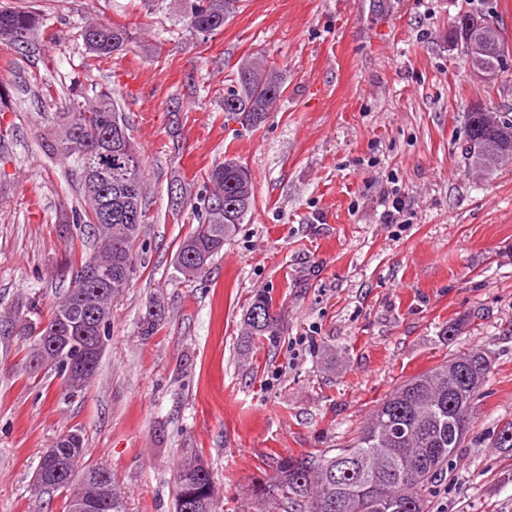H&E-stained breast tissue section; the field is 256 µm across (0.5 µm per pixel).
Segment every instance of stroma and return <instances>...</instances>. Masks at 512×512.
<instances>
[{"mask_svg":"<svg viewBox=\"0 0 512 512\" xmlns=\"http://www.w3.org/2000/svg\"><path fill=\"white\" fill-rule=\"evenodd\" d=\"M31 6L43 33L0 41V307L36 298L48 319L85 252L73 225L77 180L54 155L46 117L70 88L109 85L146 159L142 269L112 304L98 374L70 396L50 367L25 372L24 341L0 323V512H64L33 483L40 456L72 427L103 465L124 512H175L182 461L208 464L220 512H245L266 455L339 448L411 377L471 350L493 359L466 445L448 461L430 512H512V163L466 171L465 114L512 108V70L476 77L452 44L459 14L512 0H238L217 34H186L183 0H0ZM127 24L136 41L100 68L77 31ZM278 68L284 92L255 128L221 97L242 60ZM52 86L46 100L40 83ZM252 175L255 204L204 273L175 269L197 214L169 211L173 180L191 198L225 156ZM401 200L396 222L385 212ZM270 293L280 332L248 342L250 297ZM160 303L150 337L140 321Z\"/></svg>","mask_w":512,"mask_h":512,"instance_id":"35a3bbf8","label":"stroma"}]
</instances>
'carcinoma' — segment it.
Returning <instances> with one entry per match:
<instances>
[{
  "label": "carcinoma",
  "instance_id": "carcinoma-1",
  "mask_svg": "<svg viewBox=\"0 0 512 512\" xmlns=\"http://www.w3.org/2000/svg\"><path fill=\"white\" fill-rule=\"evenodd\" d=\"M237 0H187L183 15L186 32L194 36L214 34L224 28V12H233ZM39 15L24 8L0 9V40L28 48L40 31ZM87 60L103 62L132 43L130 29L105 21H91L79 33ZM486 53L466 57L473 69L494 62L505 70L512 57V42L498 20L486 30ZM254 78L244 81L236 70L224 92V112L241 124L261 125L282 94V80L274 68L261 66ZM119 111L117 92L92 88L68 95L61 112L49 124L52 149L70 159L78 175L82 201L71 211L72 224L93 241L91 257L112 264L113 269L131 265L127 277H112V288L99 297L112 309V301L129 288L139 273L138 242L149 211L144 183V159L130 125L123 127L121 152L107 153L112 115ZM466 142L462 155L471 171L488 173L512 161V113L477 109L466 115ZM103 174L101 187L128 184L140 200L139 229L101 219L98 198L84 178L87 165ZM206 195L200 199L198 225L179 244L175 269L183 278L197 277L208 262L221 253L224 241L243 223L254 202V187L247 167L226 158L208 173ZM84 289L73 285L52 307L49 321L67 318V305H80ZM18 335L32 341L25 356L35 357L41 326L22 316ZM250 336H274L279 316L272 297L256 293L244 315ZM490 356L472 351L434 370L419 374L385 398L356 436L344 447L301 456L271 455L264 477L250 487L254 512H428L429 498L448 469V460L466 444L475 402L482 395L490 373ZM84 438L62 465L87 475L85 492L99 493L107 485L112 493V512H124L121 491L104 467L84 463ZM189 498L202 508L217 512L216 491L208 466L179 468L176 498Z\"/></svg>",
  "mask_w": 512,
  "mask_h": 512
}]
</instances>
